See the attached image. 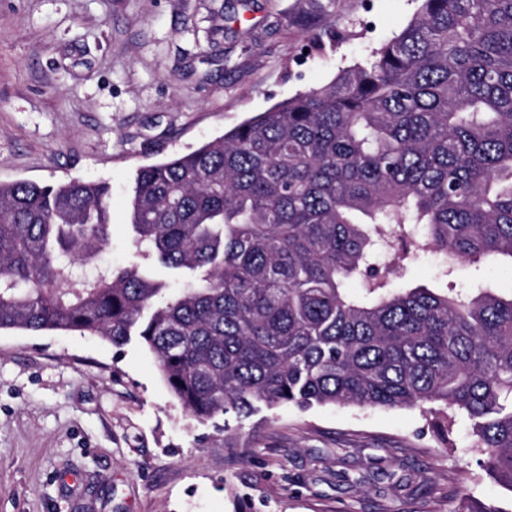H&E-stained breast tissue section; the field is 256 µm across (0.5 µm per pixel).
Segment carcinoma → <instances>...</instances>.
Returning a JSON list of instances; mask_svg holds the SVG:
<instances>
[{
	"mask_svg": "<svg viewBox=\"0 0 512 512\" xmlns=\"http://www.w3.org/2000/svg\"><path fill=\"white\" fill-rule=\"evenodd\" d=\"M128 208L183 288L138 264L77 277L109 239L106 183L0 184V330L137 336L200 419L461 413L512 492V296L391 288L380 263L512 264V0H421L365 63L139 168Z\"/></svg>",
	"mask_w": 512,
	"mask_h": 512,
	"instance_id": "obj_1",
	"label": "carcinoma"
}]
</instances>
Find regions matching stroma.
Listing matches in <instances>:
<instances>
[{
	"label": "stroma",
	"mask_w": 512,
	"mask_h": 512,
	"mask_svg": "<svg viewBox=\"0 0 512 512\" xmlns=\"http://www.w3.org/2000/svg\"><path fill=\"white\" fill-rule=\"evenodd\" d=\"M417 0H0V182L112 187L105 270L138 263L136 170L325 85L399 34ZM512 273L422 253L394 287ZM417 409L283 405L201 422L138 337L0 330V512H456L512 506ZM431 468L430 482L420 477Z\"/></svg>",
	"instance_id": "stroma-1"
}]
</instances>
